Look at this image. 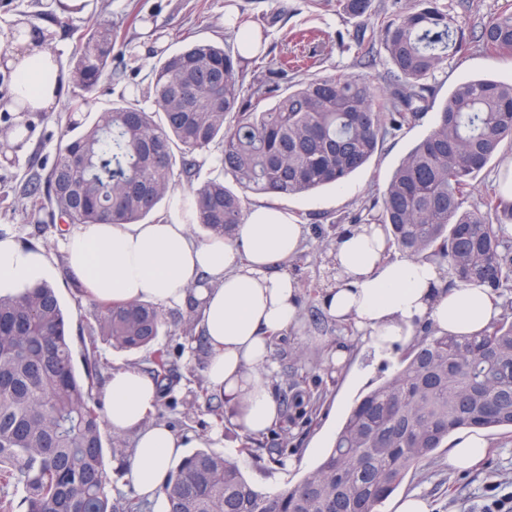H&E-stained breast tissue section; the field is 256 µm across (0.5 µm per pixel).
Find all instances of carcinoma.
<instances>
[{
  "mask_svg": "<svg viewBox=\"0 0 512 512\" xmlns=\"http://www.w3.org/2000/svg\"><path fill=\"white\" fill-rule=\"evenodd\" d=\"M348 17L371 16L372 0H336ZM67 109L80 110L112 66L109 20L72 28ZM379 41L393 67L378 88L342 70L282 87L285 67L260 74L231 46L195 40L159 60L151 107L124 99L62 138L44 181L38 224H136L158 211L175 177L217 174L191 186L198 224L235 239L243 199L224 178L271 198L342 184L375 154L384 134L420 119L439 64L471 43L444 0L359 26L356 47ZM478 47L512 57V12L480 22ZM512 145V82L457 83L431 131L402 159L382 194L353 224H380L408 257L447 265L460 285L512 288V203L490 186L468 208L473 180ZM77 372L67 314L53 287L23 284L0 296V512H116L102 453V415L93 399L102 354L151 346L166 320L149 302L93 313ZM149 373L173 390L168 353L152 352ZM512 428V318L480 336L425 330L394 375L365 393L332 447L298 483L256 488L231 457L212 449L186 456L161 489L164 512H378L407 474L456 430Z\"/></svg>",
  "mask_w": 512,
  "mask_h": 512,
  "instance_id": "cac0c4a2",
  "label": "carcinoma"
}]
</instances>
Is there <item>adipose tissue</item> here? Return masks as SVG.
<instances>
[{"label": "adipose tissue", "mask_w": 512, "mask_h": 512, "mask_svg": "<svg viewBox=\"0 0 512 512\" xmlns=\"http://www.w3.org/2000/svg\"><path fill=\"white\" fill-rule=\"evenodd\" d=\"M53 43L54 30L48 26L12 40L5 58L15 78L14 94L0 98V112L19 111L24 98L33 111L58 110L67 78ZM194 220L187 204L181 214L149 224L79 225L67 236V265L101 303L195 306L198 328L210 347L208 384L234 405L233 420L241 430L258 437L281 417L267 374L272 339L300 313L301 290L281 266L298 255L304 227L274 203L252 206L232 242L216 235L195 239L190 233ZM328 268L333 282L318 296L322 311L378 352L408 340L425 323L439 333L481 334L502 313L489 289L449 285L437 265L393 253L377 224L337 235ZM37 273L30 252L0 240V288ZM157 398L151 376L136 368L113 371L105 417L115 432H136L129 478L140 495L150 498L195 440L193 433L148 424ZM488 448L479 432L459 431L448 463L461 471L476 467Z\"/></svg>", "instance_id": "adipose-tissue-1"}]
</instances>
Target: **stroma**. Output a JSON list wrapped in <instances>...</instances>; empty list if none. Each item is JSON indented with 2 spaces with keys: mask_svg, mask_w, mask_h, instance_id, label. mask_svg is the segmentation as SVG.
Listing matches in <instances>:
<instances>
[{
  "mask_svg": "<svg viewBox=\"0 0 512 512\" xmlns=\"http://www.w3.org/2000/svg\"><path fill=\"white\" fill-rule=\"evenodd\" d=\"M83 9L74 14L72 24H57L58 38L54 52L60 60H68L76 48L72 25L84 26L105 18L111 20L118 38L116 51L121 54L120 67L124 79L120 84L101 83L90 94L86 112L29 113L27 143L0 154V238L12 239L41 261L39 280L52 285L64 310L69 314V333L74 348H81L82 330L96 304L90 298L76 294L67 276L68 267L63 250V238L54 227L30 223L28 214L33 197L27 196L28 179L35 174L46 175L55 159V148L70 122L83 121L86 113L96 112L120 99L146 93L152 72L159 61L156 51L133 57L131 45L147 42L144 28L131 25L129 17L138 13L152 18L165 34L163 47L175 52L185 38L224 39L237 45L238 35L224 25V17L235 14L244 23L265 35V46L257 70L276 67L284 56L323 46L319 66L289 72L290 81L302 82L343 69L379 87L391 81L390 66L381 46L355 49L353 37L356 21L335 7L325 6L324 0H82ZM465 79H492L512 82V58L499 57L471 49L466 57L443 62L430 81L433 109L415 124L396 135L385 136L372 159L353 173L339 188L324 187L305 194L279 199L305 224L302 243L305 260L295 277L302 290L300 317L284 337L274 344L277 368L272 376L275 393L281 394L283 411L292 420L288 436L277 431L259 437L264 448L282 450L284 464L247 454L250 436L231 423V409H224V455L237 460L242 472L263 491H273L301 480L330 448L356 400L368 388L391 376L407 344L395 346L380 354L362 342L351 345L350 357L341 369H333L329 351L343 338V327L336 325L321 310L318 294L327 283L325 256L336 237L335 227L347 217L361 213L372 197L383 191L394 170L409 150L431 130L435 112L441 109L451 89ZM167 325L155 342L164 349L178 376L173 391L161 395L152 423L164 424L180 432L191 430L204 436L211 428L213 416L205 401L187 408L185 400L190 390L204 381L208 351L183 333V324L190 316L186 307L165 308ZM106 359L94 380L93 394L97 405H104L105 390L114 369L144 368L148 365L149 349L116 351L101 344ZM104 465L108 489L113 503L135 498L136 493L127 476L125 463L134 447V436L116 433L109 424H102ZM490 452L476 469L458 472L448 465L447 448H438L416 470L410 471L399 485L398 494L413 491L427 497L435 512H473L477 504L494 488L512 490V429L487 431ZM120 441V450H113V441Z\"/></svg>",
  "mask_w": 512,
  "mask_h": 512,
  "instance_id": "stroma-1",
  "label": "stroma"
}]
</instances>
